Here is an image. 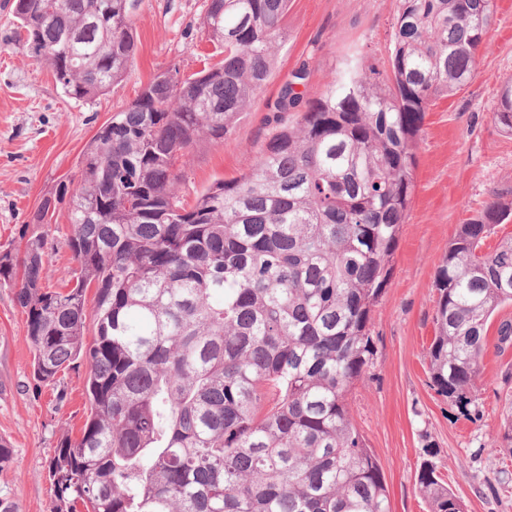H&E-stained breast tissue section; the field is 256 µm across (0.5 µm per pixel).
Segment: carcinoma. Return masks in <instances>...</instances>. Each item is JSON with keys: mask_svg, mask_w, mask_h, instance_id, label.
I'll use <instances>...</instances> for the list:
<instances>
[{"mask_svg": "<svg viewBox=\"0 0 512 512\" xmlns=\"http://www.w3.org/2000/svg\"><path fill=\"white\" fill-rule=\"evenodd\" d=\"M289 0H207L223 58L155 76L112 113L34 224L66 206L77 264L53 290L47 237L0 252V287L27 315L34 375L88 367L80 437L48 467L59 512H390L347 395L373 356L371 312L392 270L424 112L471 82L493 0H396L389 68L354 66L307 102L302 66L268 105L277 132L250 172L181 195L190 151L219 144L276 64ZM142 0H13L19 48L88 101L135 60ZM512 134V77L493 112ZM512 217L496 198L439 266L432 387L464 412L494 311L512 303ZM429 512L465 505L423 462Z\"/></svg>", "mask_w": 512, "mask_h": 512, "instance_id": "obj_1", "label": "carcinoma"}]
</instances>
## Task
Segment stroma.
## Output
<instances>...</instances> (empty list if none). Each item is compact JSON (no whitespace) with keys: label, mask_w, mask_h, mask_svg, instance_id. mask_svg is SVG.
<instances>
[{"label":"stroma","mask_w":512,"mask_h":512,"mask_svg":"<svg viewBox=\"0 0 512 512\" xmlns=\"http://www.w3.org/2000/svg\"><path fill=\"white\" fill-rule=\"evenodd\" d=\"M0 0V250L17 243L22 226L47 231L50 288L63 287L76 267L67 246L66 212L47 228L31 225L43 195L79 175V156L113 110L133 101L166 67L185 75L202 67L213 46L200 28L205 0H143L134 17L135 64L108 92L86 102L65 96L51 72L13 40ZM395 0H289L277 63L264 90L221 145L197 146L187 157L186 200L215 180L250 171L272 138L269 101L299 67L303 99L318 98L348 64L385 65L392 47ZM487 40L474 80L437 98L424 114L416 141L414 190L401 227L391 278L373 308L374 355L348 395L353 421L386 479L391 512H427L416 485L423 461L461 498L466 512H512V493L499 490L500 469L512 456L496 450L503 414L512 405V346L498 350L500 306L487 325L490 344L473 393L477 413L460 414L432 388L427 349L434 335V280L460 224L493 199L512 201V135L492 112L512 76V0H494ZM86 370L76 368L45 384L34 376L26 314L13 291L0 288V438L13 449L0 468V498L16 512H57L48 464L62 436L79 437L87 415Z\"/></svg>","instance_id":"1"}]
</instances>
